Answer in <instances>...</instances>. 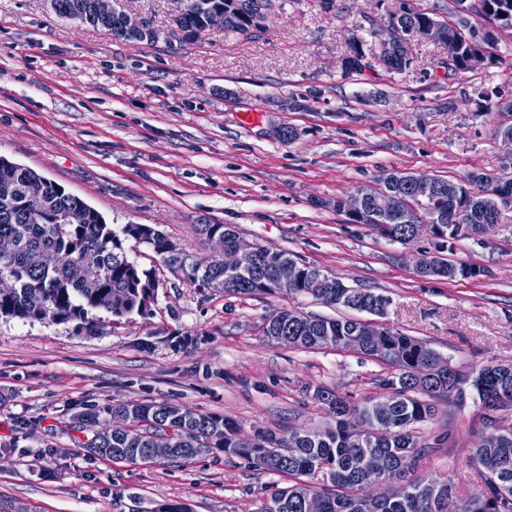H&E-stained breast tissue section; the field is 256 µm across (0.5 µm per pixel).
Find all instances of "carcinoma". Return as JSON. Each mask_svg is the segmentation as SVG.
I'll return each mask as SVG.
<instances>
[{"mask_svg":"<svg viewBox=\"0 0 512 512\" xmlns=\"http://www.w3.org/2000/svg\"><path fill=\"white\" fill-rule=\"evenodd\" d=\"M186 14L178 22L188 33L203 18L208 5H221L240 13L251 22L255 0H188ZM54 12L64 18L80 12L89 25L102 28L117 38L134 40L125 29L126 13L116 11L112 19L99 22L94 17V0H54ZM497 18L498 27L512 28V0H483ZM487 14L478 12L461 20H439L434 13L419 7L407 9L396 25L407 36L423 35L433 25L445 36L461 41L462 50L454 72L478 68L475 49L469 43L471 30L482 29ZM352 60L345 73H359L378 64L389 72L410 68L408 42L398 51L387 53L383 44L357 38L351 48ZM401 174L379 176L369 187L373 199L383 191L400 186ZM42 178L36 171L0 156V238L9 237L14 249L0 255V273L14 278L12 290L0 292V317L31 320L42 314L58 317L79 327L94 326L89 311L104 310L115 319L137 312L148 300V292L159 287L152 270L130 260L127 242L146 245L165 266L180 269L204 288L228 295L255 296L276 292L275 260L270 249L259 251L253 272L235 277L225 287L224 260H189L183 249L167 234L148 224H126L116 231L104 217L76 195L50 181L38 192L33 182ZM511 182L508 171L493 175L473 171L458 182L459 192L448 197V179H438L443 193L430 204L439 209L452 208L457 219L443 224L433 237L434 245L425 251V266L420 275L455 280L482 276L485 270L464 261H450L443 254L453 252L457 242L488 233L501 216L481 213L476 206L479 193L491 190L499 182ZM402 187V186H400ZM408 204L406 213L391 217L383 224L371 225L372 232L400 244L412 242L409 217L418 207L413 194L402 187ZM84 206L88 219L83 224L63 223V214ZM198 235L220 251L231 247L238 232L228 224H197ZM93 252L98 266L92 283L85 285L66 274L68 262ZM279 257L292 262V295H310L329 305H339L381 317L389 298L366 288H351L323 271L299 262L281 252ZM269 340L300 349L348 350L360 344L364 325L354 319L305 316L295 310L271 315L263 326ZM358 352L380 363L387 375L379 385L387 390L389 401L381 404L367 399L353 402L335 392L318 389L315 398L333 416V423L318 431L290 430L286 435L257 429L242 433L234 419L199 413L176 404L153 405L119 402L91 407L73 415L74 427L95 432L100 417L122 412L129 429L122 433L97 436L92 452L113 462L150 465L155 460L150 448H172V460H191L203 453L221 451L246 460L257 470L293 478L276 489L261 512H512V424L498 427L472 449L480 488L459 496L448 483L412 479L387 494L363 496L358 493L367 484L382 483L415 471L426 455V446L415 426L434 417L436 403L453 395L466 399L475 392L489 425L498 422L495 413L512 410V364L486 367L470 377L460 376L449 360L428 343L398 330L381 326L380 336Z\"/></svg>","mask_w":512,"mask_h":512,"instance_id":"obj_1","label":"carcinoma"}]
</instances>
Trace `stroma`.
<instances>
[{
	"instance_id": "35a3bbf8",
	"label": "stroma",
	"mask_w": 512,
	"mask_h": 512,
	"mask_svg": "<svg viewBox=\"0 0 512 512\" xmlns=\"http://www.w3.org/2000/svg\"><path fill=\"white\" fill-rule=\"evenodd\" d=\"M450 19L455 0H269L261 28L186 39L174 0H118L157 31L116 38L57 16L45 0H0V155L83 199L113 228L158 226L196 258L215 251L194 224L241 238L388 296L382 321L430 343L464 376L512 363V205L484 237L457 243L475 280L414 270L428 235L401 245L336 212V198L388 172L458 180L499 170L512 124V30L495 29L496 61L449 74L447 46L411 42L402 73H345L353 37L402 5ZM292 129L286 139L282 130ZM128 256L159 287L146 310L72 325L0 318V512H259L288 478L224 454L152 465L90 455L71 426L84 408L169 402L239 421L244 433L322 430L325 388L382 398L381 367L353 351L271 344L275 311L361 319L308 295L230 296L192 284L143 245ZM417 430L418 473L474 489L471 451L492 429L474 400L439 401Z\"/></svg>"
}]
</instances>
